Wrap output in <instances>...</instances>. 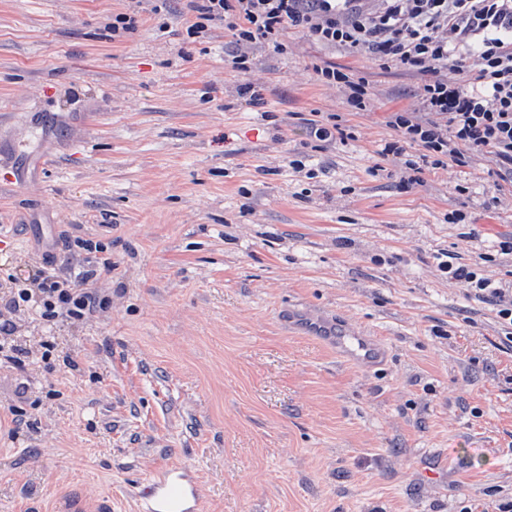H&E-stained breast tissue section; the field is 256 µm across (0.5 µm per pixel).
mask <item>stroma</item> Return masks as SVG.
<instances>
[{
    "label": "stroma",
    "instance_id": "obj_1",
    "mask_svg": "<svg viewBox=\"0 0 512 512\" xmlns=\"http://www.w3.org/2000/svg\"><path fill=\"white\" fill-rule=\"evenodd\" d=\"M192 17L186 0H0V285L35 278L48 244L72 262L74 235L112 253L108 309L56 329L81 377L36 368L30 428L0 421V512H63L78 491L136 512L164 466L196 475L202 512H502L512 327L443 264L512 282V182L483 153L403 188L381 150L419 77L294 31L237 71L230 32L188 36ZM318 65L365 76L366 110ZM315 112L351 139L314 144ZM319 324L375 337L381 364ZM319 334H322L320 336H328L335 344L336 350L343 357L355 362L362 368L377 366L383 357L382 346L371 336L351 334L339 329H336L335 333H331L330 331L325 332L322 328H320Z\"/></svg>",
    "mask_w": 512,
    "mask_h": 512
}]
</instances>
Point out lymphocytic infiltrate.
Masks as SVG:
<instances>
[{
    "mask_svg": "<svg viewBox=\"0 0 512 512\" xmlns=\"http://www.w3.org/2000/svg\"><path fill=\"white\" fill-rule=\"evenodd\" d=\"M188 7L195 14L188 35L217 23L231 32L239 51L229 64L237 70L247 69L250 46L283 50L281 38L291 29L320 46L367 54L383 68L421 77L427 118L392 113L395 137L381 150L403 158L409 183L451 161L466 165L483 152L495 155L512 176V0H188ZM413 145L419 154H407ZM68 246L78 268L61 270L56 256L44 255L38 277L0 298V369L15 377L22 397L32 364L58 362L79 372L76 355L60 351L52 332L63 320H94L111 300L100 286L112 275L105 245L76 236ZM446 270L475 298L495 303L499 318L512 324V297L505 288L472 266L450 263ZM26 309L46 332L34 350L14 339L11 314Z\"/></svg>",
    "mask_w": 512,
    "mask_h": 512,
    "instance_id": "1",
    "label": "lymphocytic infiltrate"
}]
</instances>
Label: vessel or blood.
<instances>
[{
	"label": "vessel or blood",
	"instance_id": "obj_1",
	"mask_svg": "<svg viewBox=\"0 0 512 512\" xmlns=\"http://www.w3.org/2000/svg\"><path fill=\"white\" fill-rule=\"evenodd\" d=\"M337 351L360 367L379 364L384 351L372 337L339 330L331 337ZM138 512H200L201 488L197 478L181 466L155 470L139 490Z\"/></svg>",
	"mask_w": 512,
	"mask_h": 512
}]
</instances>
